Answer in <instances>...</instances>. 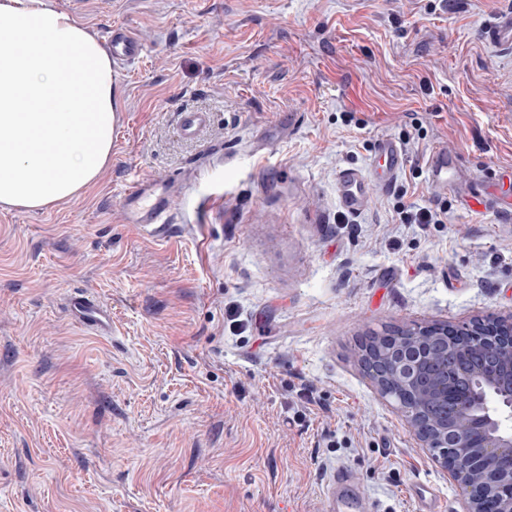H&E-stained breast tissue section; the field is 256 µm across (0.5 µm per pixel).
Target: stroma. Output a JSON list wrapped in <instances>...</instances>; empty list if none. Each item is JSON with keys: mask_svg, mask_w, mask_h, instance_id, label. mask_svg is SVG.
Wrapping results in <instances>:
<instances>
[{"mask_svg": "<svg viewBox=\"0 0 512 512\" xmlns=\"http://www.w3.org/2000/svg\"><path fill=\"white\" fill-rule=\"evenodd\" d=\"M116 65L122 120L97 187L0 210V512H327L338 467L377 512L431 486L465 512L357 358L367 334L512 314V216L434 195L436 147L512 165V52L481 29L512 0H47ZM206 113L183 136L181 112ZM402 145L392 188L337 223L336 174ZM172 185L161 235L127 223L137 180ZM444 205L420 229L398 198ZM84 292L112 313L74 319ZM108 43L112 48V57L120 61L134 59L142 50L132 33L123 28H112L109 31ZM70 312L86 326L107 335L112 332V318L99 303L85 294H75L70 298Z\"/></svg>", "mask_w": 512, "mask_h": 512, "instance_id": "35a3bbf8", "label": "stroma"}]
</instances>
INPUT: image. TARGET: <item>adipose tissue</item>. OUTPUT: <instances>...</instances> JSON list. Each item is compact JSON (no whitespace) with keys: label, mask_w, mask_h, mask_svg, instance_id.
<instances>
[{"label":"adipose tissue","mask_w":512,"mask_h":512,"mask_svg":"<svg viewBox=\"0 0 512 512\" xmlns=\"http://www.w3.org/2000/svg\"><path fill=\"white\" fill-rule=\"evenodd\" d=\"M112 60L45 0H0V207L43 211L90 191L112 159Z\"/></svg>","instance_id":"obj_1"}]
</instances>
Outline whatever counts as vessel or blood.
<instances>
[{
    "label": "vessel or blood",
    "mask_w": 512,
    "mask_h": 512,
    "mask_svg": "<svg viewBox=\"0 0 512 512\" xmlns=\"http://www.w3.org/2000/svg\"><path fill=\"white\" fill-rule=\"evenodd\" d=\"M483 37L495 48H512V8L499 12L483 29ZM113 58L125 61L138 57L141 46L132 33L115 28L108 35ZM377 163L371 173L346 167L336 175V195L341 208L348 214L361 213L368 202L370 185L385 189L393 184L406 165L402 147L389 136L377 142ZM431 190L439 195L458 191L464 205L481 212L492 208L502 213H512V192L505 190V181H512V167L502 171L498 180L484 183L482 193H472L471 175L464 173L455 153L447 148H435L426 160ZM170 188L166 182L147 184L134 182L124 195V207L128 223L152 226L158 224L170 209ZM70 312L86 326L107 335L112 331V318L99 303L85 294L70 298ZM327 493L332 499V512H375L373 502L361 491L360 479L356 472L339 467L333 475Z\"/></svg>",
    "instance_id": "b4317fda"
}]
</instances>
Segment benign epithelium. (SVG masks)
<instances>
[{"instance_id": "7a95c632", "label": "benign epithelium", "mask_w": 512, "mask_h": 512, "mask_svg": "<svg viewBox=\"0 0 512 512\" xmlns=\"http://www.w3.org/2000/svg\"><path fill=\"white\" fill-rule=\"evenodd\" d=\"M359 359L456 480L466 512H512V317L373 334Z\"/></svg>"}]
</instances>
